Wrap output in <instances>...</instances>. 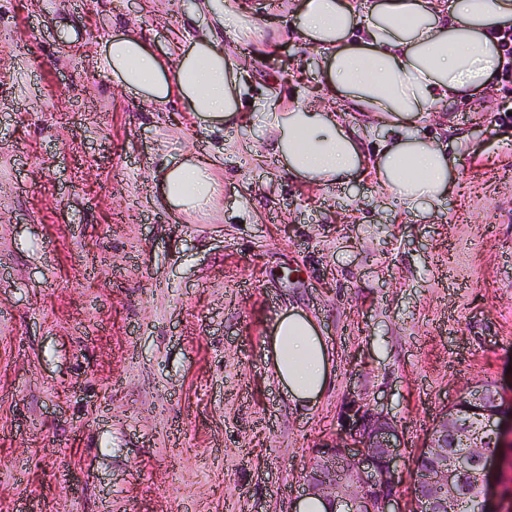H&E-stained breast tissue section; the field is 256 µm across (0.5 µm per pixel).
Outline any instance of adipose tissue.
Here are the masks:
<instances>
[{
    "label": "adipose tissue",
    "instance_id": "obj_1",
    "mask_svg": "<svg viewBox=\"0 0 512 512\" xmlns=\"http://www.w3.org/2000/svg\"><path fill=\"white\" fill-rule=\"evenodd\" d=\"M224 29L235 45L258 28L245 0H223ZM512 25V0H301L291 28L302 49L321 57L322 102H270L262 121L270 149L291 178L317 186L348 183L373 172L382 196L409 214L438 208L454 185L456 157L418 130L428 113L486 88L500 71L496 39ZM104 66L123 89L154 103L179 97L215 129L238 127L244 83L228 50L201 38L175 60L161 59L138 34L113 38ZM367 115L350 124L329 103ZM384 131L374 150L364 142ZM218 184L212 162L190 155L169 166L157 184L159 203L186 214L212 205ZM265 358L294 403L306 406L325 389L331 357L315 321L291 308L278 317Z\"/></svg>",
    "mask_w": 512,
    "mask_h": 512
}]
</instances>
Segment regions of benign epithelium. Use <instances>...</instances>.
Segmentation results:
<instances>
[{"label": "benign epithelium", "instance_id": "benign-epithelium-1", "mask_svg": "<svg viewBox=\"0 0 512 512\" xmlns=\"http://www.w3.org/2000/svg\"><path fill=\"white\" fill-rule=\"evenodd\" d=\"M500 397L499 390L480 384L463 399L475 406L497 403ZM498 416L496 411L482 412L480 427L475 429L455 409L441 413L418 450L437 476L419 490L417 512H454L463 473L484 485L490 449L500 447L503 438ZM460 445L468 450L457 454L454 449ZM402 448V426L389 414L352 398L343 410L340 434L316 450L304 485L308 494L337 501L345 512H401L398 461Z\"/></svg>", "mask_w": 512, "mask_h": 512}]
</instances>
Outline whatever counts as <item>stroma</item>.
<instances>
[{
  "label": "stroma",
  "mask_w": 512,
  "mask_h": 512,
  "mask_svg": "<svg viewBox=\"0 0 512 512\" xmlns=\"http://www.w3.org/2000/svg\"><path fill=\"white\" fill-rule=\"evenodd\" d=\"M246 99L305 94L290 0H249ZM136 29L161 56L223 39L195 0H0V512H291L350 396L404 431L412 461L436 416L491 383L512 430V116L500 78L430 114L460 137L437 213L407 215L370 177L290 180L259 123L210 130L177 101L102 68ZM216 156L205 215L165 210L155 181ZM309 314L333 351L310 407L265 359L276 318Z\"/></svg>",
  "instance_id": "35a3bbf8"
}]
</instances>
